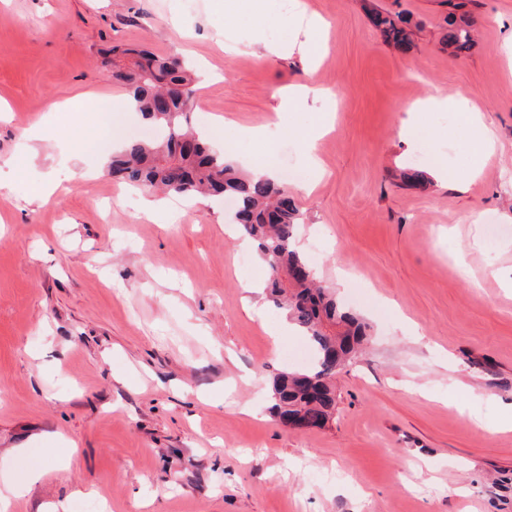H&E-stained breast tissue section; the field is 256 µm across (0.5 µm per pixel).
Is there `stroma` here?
I'll list each match as a JSON object with an SVG mask.
<instances>
[{"label":"stroma","instance_id":"35a3bbf8","mask_svg":"<svg viewBox=\"0 0 512 512\" xmlns=\"http://www.w3.org/2000/svg\"><path fill=\"white\" fill-rule=\"evenodd\" d=\"M224 2L0 0V482L46 470L10 512H512V431L474 423L512 406V289L492 275L512 267V0H474L459 58L441 44L442 0H268L262 17ZM378 12L410 17L409 49L385 41ZM296 16L324 25L319 64L246 48L257 25L306 41ZM115 45L192 65L189 124L219 122L209 141L232 142L242 169L311 178L319 158L315 189L291 191L296 240L371 325L324 427L270 412L274 377L313 353L273 335L284 313L253 288L268 271L232 204L187 199L151 218L112 177L111 153L155 132L112 76ZM295 85L337 94L335 129L311 146L320 111L280 107ZM436 86L495 131L477 179L473 151L452 145L456 113L420 108ZM439 164L443 182L403 178ZM46 180L61 192L34 200ZM454 380L472 388L468 408L442 400Z\"/></svg>","mask_w":512,"mask_h":512}]
</instances>
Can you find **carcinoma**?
<instances>
[{
	"mask_svg": "<svg viewBox=\"0 0 512 512\" xmlns=\"http://www.w3.org/2000/svg\"><path fill=\"white\" fill-rule=\"evenodd\" d=\"M472 2L447 0L443 40L456 56L474 46L466 21ZM373 22L387 42L398 46L409 42L408 18L377 14ZM112 76L128 87L135 111L162 130L154 142H125L112 155V175L136 188L236 200L234 221L257 243L269 268L270 298L315 351L309 369L275 378L271 410L281 418L297 417L309 428L324 426L335 410L332 377L368 341L370 326L337 306L332 290L316 281L296 250L295 225L302 223L299 208L281 183L242 172L188 128L197 76L177 55L161 57L145 49L114 46Z\"/></svg>",
	"mask_w": 512,
	"mask_h": 512,
	"instance_id": "carcinoma-1",
	"label": "carcinoma"
}]
</instances>
